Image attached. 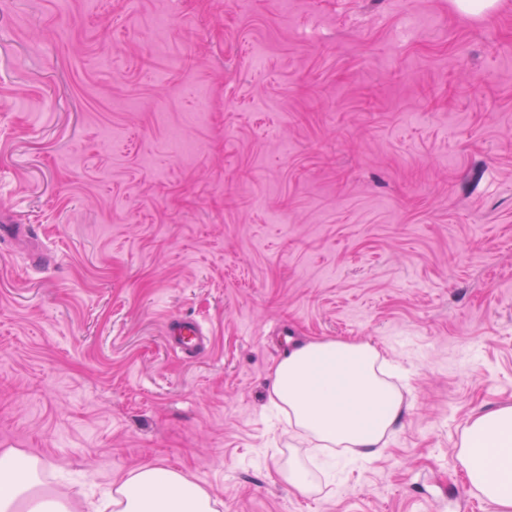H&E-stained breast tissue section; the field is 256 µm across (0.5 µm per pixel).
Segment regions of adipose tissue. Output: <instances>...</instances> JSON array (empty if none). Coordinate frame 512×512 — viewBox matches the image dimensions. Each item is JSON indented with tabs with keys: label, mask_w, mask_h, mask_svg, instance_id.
I'll use <instances>...</instances> for the list:
<instances>
[{
	"label": "adipose tissue",
	"mask_w": 512,
	"mask_h": 512,
	"mask_svg": "<svg viewBox=\"0 0 512 512\" xmlns=\"http://www.w3.org/2000/svg\"><path fill=\"white\" fill-rule=\"evenodd\" d=\"M391 369L367 341L313 340L292 348L274 368L269 399L314 447L374 459L393 435L404 406ZM458 461L477 496L495 512H512V406L471 418ZM40 460L18 448L0 450V512H218L219 499L189 474L147 463L112 485L110 504L63 493L42 496Z\"/></svg>",
	"instance_id": "obj_1"
}]
</instances>
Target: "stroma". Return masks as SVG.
<instances>
[{
	"label": "stroma",
	"mask_w": 512,
	"mask_h": 512,
	"mask_svg": "<svg viewBox=\"0 0 512 512\" xmlns=\"http://www.w3.org/2000/svg\"><path fill=\"white\" fill-rule=\"evenodd\" d=\"M1 224L38 238L0 244V449L49 488L151 462L223 512H488L455 448L512 405V0H0ZM313 339L407 381L328 477L268 410ZM168 336H174L180 347L193 357L203 344V336L197 324L191 320L179 319L171 323ZM279 478L301 494L313 491V479L310 472L299 463L288 460V465L277 467Z\"/></svg>",
	"instance_id": "obj_1"
}]
</instances>
